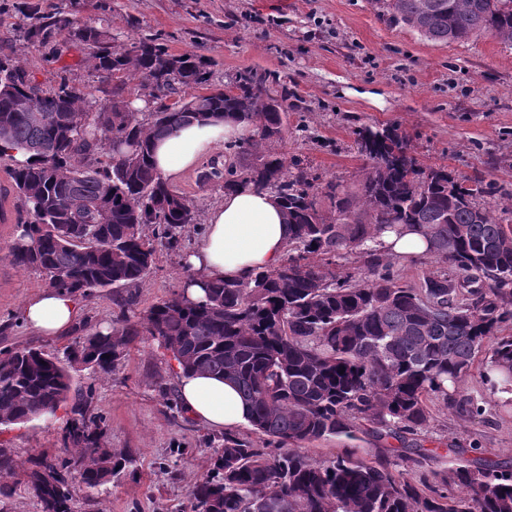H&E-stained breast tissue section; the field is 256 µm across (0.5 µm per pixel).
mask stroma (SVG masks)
I'll use <instances>...</instances> for the list:
<instances>
[{"mask_svg":"<svg viewBox=\"0 0 512 512\" xmlns=\"http://www.w3.org/2000/svg\"><path fill=\"white\" fill-rule=\"evenodd\" d=\"M61 5L120 39L154 38L171 53L203 56L216 85L246 69L274 74L291 92V130L282 150L319 183L356 189L365 165L355 144L357 130L394 127L422 165H445L490 182L497 217L512 222L506 208L512 194V42L489 34L448 44L430 41L383 16L374 0H0V53L16 57L46 86L53 85L59 64L71 65L72 84L99 102L105 95L81 51H65L55 63L21 36L30 10ZM367 91L378 93L380 103L364 99ZM214 159L237 164L243 156L217 149L174 184L202 225L224 200L223 188L199 179ZM17 234L16 223H0V348L37 346L59 356L89 332L112 327L126 295L134 297V313L142 314L181 292L190 274L183 255L198 237L191 231L182 234L177 248L157 246L138 288L81 297L72 330L45 337L20 321L22 304L45 283L39 270L10 262L7 251ZM73 382L93 386L92 406L104 418L107 447L133 458L111 485L94 492L75 487V512H189V489L211 469L224 433L182 414L169 353L145 339L131 347L112 375L92 379L77 371ZM461 389L487 400L483 418L461 425L436 402L420 440L436 450L442 468L454 442L477 444L512 465V411L489 403L478 375L469 376ZM71 417L64 405L53 418L0 430V448L16 460L14 479L20 484L11 497L0 498V512H40L21 484L37 459L62 454Z\"/></svg>","mask_w":512,"mask_h":512,"instance_id":"1","label":"stroma"}]
</instances>
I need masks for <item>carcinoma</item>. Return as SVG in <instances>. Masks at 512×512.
Masks as SVG:
<instances>
[{
  "mask_svg": "<svg viewBox=\"0 0 512 512\" xmlns=\"http://www.w3.org/2000/svg\"><path fill=\"white\" fill-rule=\"evenodd\" d=\"M380 8L441 43L491 34L512 42V0H377ZM78 25L62 7L27 16L24 38L52 55L77 47L112 98L96 106L66 71L45 90L8 54L0 55V160L23 148L36 156L9 169L20 201V233L9 256L39 269L51 289L90 295L140 285L155 260L153 241L178 244L197 226L190 202L151 161V143L191 122L231 118L255 128L239 165L210 163L209 179L273 193L293 228L281 261L244 280H216L202 300L182 293L133 321L86 334L66 359L35 347L0 349V426L52 415L72 401L64 448L81 460L42 458L30 471L40 512H74L72 469L88 491L112 483L132 462L101 443L93 388L73 373L115 371L130 346L151 337L191 373L234 384L259 442L224 434L210 472L190 488L191 512H512V470L479 448H450L443 471L417 435L441 400L464 423L486 402L461 393L484 357L480 377L512 407V225L495 215L491 184L446 166L425 168L398 130L356 132L367 166L355 191L330 181L322 208L314 178L292 171L278 152L288 138L287 87L248 72L210 87L209 63L173 54L155 39L124 50L110 33ZM157 102L137 113L121 99L127 80ZM277 103V108L268 102ZM153 227V238L145 227ZM413 228L443 267L419 287L390 269L381 238ZM355 255L358 271H338ZM345 371H340V368ZM392 438L393 462L345 448L317 462L304 449L336 436Z\"/></svg>",
  "mask_w": 512,
  "mask_h": 512,
  "instance_id": "cac0c4a2",
  "label": "carcinoma"
}]
</instances>
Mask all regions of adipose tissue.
<instances>
[{"label": "adipose tissue", "instance_id": "obj_1", "mask_svg": "<svg viewBox=\"0 0 512 512\" xmlns=\"http://www.w3.org/2000/svg\"><path fill=\"white\" fill-rule=\"evenodd\" d=\"M248 126L232 120L191 123L156 141L153 161L161 176L176 182L222 143L241 141ZM292 229L274 194L239 187L226 191L222 204L209 215L205 232L185 256L191 271L184 288L191 300L204 296L215 279L242 280L276 265L283 257ZM80 309L72 294L49 288L31 295L21 309L22 321L43 336L68 332ZM178 390L184 412L195 421L232 431L249 422V411L235 387L220 378L180 372Z\"/></svg>", "mask_w": 512, "mask_h": 512}]
</instances>
